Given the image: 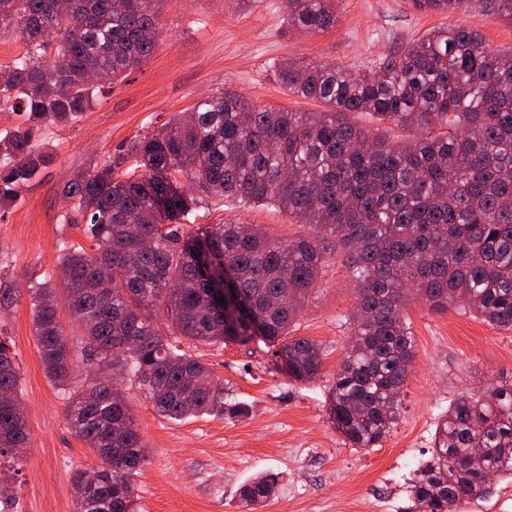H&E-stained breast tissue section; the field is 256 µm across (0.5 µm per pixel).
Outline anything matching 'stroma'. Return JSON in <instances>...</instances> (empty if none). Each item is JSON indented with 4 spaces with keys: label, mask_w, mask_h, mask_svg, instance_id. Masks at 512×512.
Instances as JSON below:
<instances>
[{
    "label": "stroma",
    "mask_w": 512,
    "mask_h": 512,
    "mask_svg": "<svg viewBox=\"0 0 512 512\" xmlns=\"http://www.w3.org/2000/svg\"><path fill=\"white\" fill-rule=\"evenodd\" d=\"M285 17L284 0H165L152 55L103 89L76 121L44 126L39 145L52 163L19 201L0 210V288L14 297L0 307V343L19 368L30 433L28 448L0 458L14 494L5 512H75L73 475L100 466L67 423L68 394L46 378L32 327L31 286L57 275L63 248L92 247L83 225L65 219L70 205L63 184L225 89L265 109L322 111L320 102L283 87L280 60L368 69L449 22L418 10L413 0H337L335 24L317 32L290 30ZM457 18L490 46L512 48V20L475 6ZM181 182L204 203L197 221L186 225L188 234L226 223L258 227L282 242L321 233L277 206L223 201L189 177ZM355 307L345 253L334 250L293 328L323 349L320 374L305 380L289 374L278 345L258 337L226 344L172 337L173 345L208 366L225 399L245 404L248 413L174 421L158 415L136 384L125 383L149 456L134 478L140 512H244L238 489L261 472L279 477L263 512H404L449 405L512 377V330L458 306L435 313L409 305L415 357L398 422L377 447L355 448L337 429L328 403Z\"/></svg>",
    "instance_id": "stroma-1"
}]
</instances>
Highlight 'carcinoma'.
I'll use <instances>...</instances> for the list:
<instances>
[{
	"mask_svg": "<svg viewBox=\"0 0 512 512\" xmlns=\"http://www.w3.org/2000/svg\"><path fill=\"white\" fill-rule=\"evenodd\" d=\"M56 0H0V36L35 50L0 65V105L25 121L0 138V207H8L52 162L36 148L45 123H68L91 109L96 90L117 81L152 54L165 0H74L71 15ZM335 0H285L290 27L320 31L336 19ZM512 20V0H415L430 13L471 5ZM91 70L98 83L86 81ZM288 92L321 101L319 113L261 109L225 90L141 137L101 168L67 181L62 195L73 224L83 217L96 251L59 257L71 327L67 340L56 288L32 287L33 324L47 378L69 391L67 422L102 461L97 482H73L76 512H137L133 476L148 453L111 363L138 382L163 416H240L205 363L177 350L157 324L198 343L258 334L280 344L296 379L316 376L323 351L291 335L307 294L328 258L326 241L347 252L357 286L356 312L344 360L330 389L336 427L355 448H374L395 426L414 359L404 316L416 300L432 312L460 303L483 321L512 330V51L496 50L455 23L429 30L389 54L372 71L285 60L277 65ZM368 112L412 130L392 143L350 121ZM133 161L140 176L116 180ZM185 173L209 195L274 203L323 235L280 242L237 224L200 227L182 239L183 222L201 201L180 190ZM206 247L234 272L232 291L249 309L227 316L214 303L212 278L197 251ZM101 275L112 292L82 287ZM82 373L70 370L72 359ZM19 372L0 343V391L18 395ZM22 414L0 404V457L29 445ZM473 448L486 471L512 476V379L477 397L456 400L442 416L430 457L411 487L412 512H456L480 499L487 480L468 464ZM277 475L263 473L240 489L247 512L274 494Z\"/></svg>",
	"mask_w": 512,
	"mask_h": 512,
	"instance_id": "obj_1",
	"label": "carcinoma"
}]
</instances>
